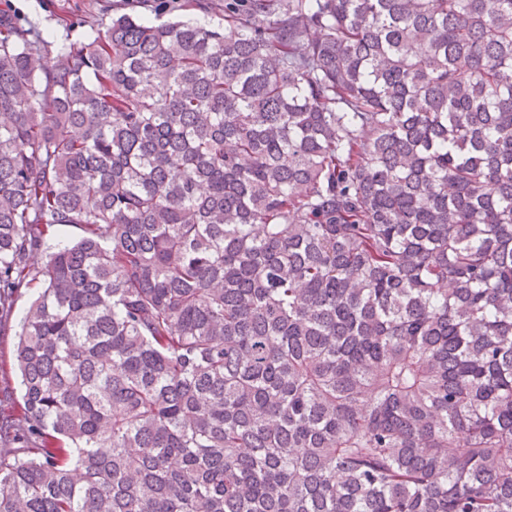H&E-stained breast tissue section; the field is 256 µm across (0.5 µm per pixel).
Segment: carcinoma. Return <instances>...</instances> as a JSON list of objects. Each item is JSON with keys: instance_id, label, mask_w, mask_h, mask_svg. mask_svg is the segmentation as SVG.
I'll return each instance as SVG.
<instances>
[{"instance_id": "carcinoma-1", "label": "carcinoma", "mask_w": 512, "mask_h": 512, "mask_svg": "<svg viewBox=\"0 0 512 512\" xmlns=\"http://www.w3.org/2000/svg\"><path fill=\"white\" fill-rule=\"evenodd\" d=\"M36 283L0 512H512V0L0 9ZM186 0H0L21 19L36 22L44 37L63 40L85 35L89 22L109 24L112 17L128 13L143 21L163 20L192 15L185 10Z\"/></svg>"}]
</instances>
